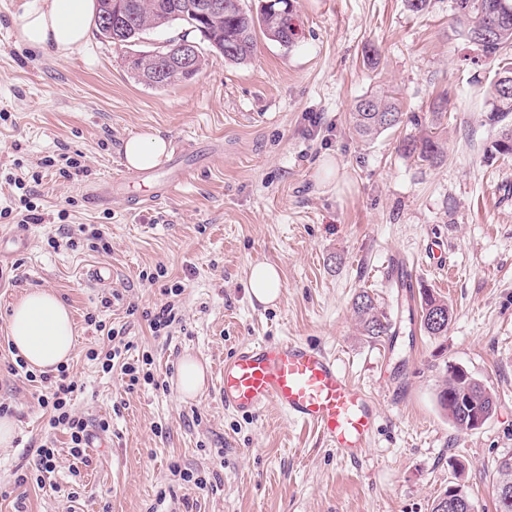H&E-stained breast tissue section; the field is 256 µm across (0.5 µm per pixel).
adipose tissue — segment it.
Listing matches in <instances>:
<instances>
[{
	"label": "adipose tissue",
	"mask_w": 512,
	"mask_h": 512,
	"mask_svg": "<svg viewBox=\"0 0 512 512\" xmlns=\"http://www.w3.org/2000/svg\"><path fill=\"white\" fill-rule=\"evenodd\" d=\"M97 13L96 0H27L16 26L18 44L53 57H69L87 39ZM170 143L157 134L134 135L123 145L127 167L157 166ZM12 346L30 368L56 372L68 365L75 348V325L68 307L52 292L33 290L8 315Z\"/></svg>",
	"instance_id": "ef3b65f1"
}]
</instances>
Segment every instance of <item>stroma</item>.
<instances>
[{
	"instance_id": "obj_1",
	"label": "stroma",
	"mask_w": 512,
	"mask_h": 512,
	"mask_svg": "<svg viewBox=\"0 0 512 512\" xmlns=\"http://www.w3.org/2000/svg\"><path fill=\"white\" fill-rule=\"evenodd\" d=\"M25 2L0 0V209L18 206L8 180L24 177L43 221L0 219V234L27 238L0 272V403L17 424L0 454V512H431L455 481L476 512H496V463L512 454V159L484 158L498 133L483 88L496 67L478 65V50L454 33L453 0H431L422 14L405 0H295L294 45L259 38L250 62L212 56L194 79L163 89L132 79L126 48L94 33L66 59L17 44ZM369 90L396 92L416 124L358 139L350 114ZM432 124L444 156L420 166L398 146ZM142 133L170 140L168 176L185 166L192 175L137 210L120 198L88 204L86 189L124 169L123 143ZM68 156L78 176L60 175ZM82 224L105 225L111 252L91 250ZM396 258L412 269L411 287L391 279ZM265 262L283 282L271 305L248 287L251 267ZM159 264L165 277L141 279ZM98 267L109 269L107 284L89 279ZM176 283L181 321L154 336L144 315ZM37 288L54 291L76 325L74 408L91 434L77 476L34 383L5 368L9 306ZM425 288L453 309L446 336L411 321ZM363 290L391 317V339L361 335L352 300ZM98 320L152 354L161 388L128 390L90 359L105 346ZM285 337L334 356L374 399L375 430L358 457H340L274 408L225 410L214 385L178 394L183 357L208 368L242 343ZM449 363L496 398L480 429H457L437 402ZM50 438L60 451L50 487L17 485Z\"/></svg>"
}]
</instances>
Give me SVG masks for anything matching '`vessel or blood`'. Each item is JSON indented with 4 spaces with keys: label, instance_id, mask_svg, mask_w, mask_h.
<instances>
[{
    "label": "vessel or blood",
    "instance_id": "obj_1",
    "mask_svg": "<svg viewBox=\"0 0 512 512\" xmlns=\"http://www.w3.org/2000/svg\"><path fill=\"white\" fill-rule=\"evenodd\" d=\"M127 172L88 191L92 204H107L113 192L148 181ZM215 387L225 409L252 414L272 406L315 430L338 455L362 453L374 429L376 405L337 366L310 344L283 339L242 344L216 366Z\"/></svg>",
    "mask_w": 512,
    "mask_h": 512
}]
</instances>
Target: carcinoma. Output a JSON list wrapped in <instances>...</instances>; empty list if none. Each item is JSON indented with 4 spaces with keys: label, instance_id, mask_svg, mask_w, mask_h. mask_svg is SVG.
<instances>
[{
    "label": "carcinoma",
    "instance_id": "carcinoma-1",
    "mask_svg": "<svg viewBox=\"0 0 512 512\" xmlns=\"http://www.w3.org/2000/svg\"><path fill=\"white\" fill-rule=\"evenodd\" d=\"M135 5L126 23L123 38L114 42L97 25L100 38L114 45L127 47L150 29L182 27L175 41H189L200 48L212 49L224 60L242 63L252 58L257 50V33L269 36L273 32L277 43L290 46L296 40L291 13L269 15L244 9L241 0H224V18L219 26L202 20L196 14L181 8L182 0H131ZM454 19L458 33L480 51V61L497 65L496 78L486 92V119L499 128L497 138L487 149L485 159L512 157V0H454ZM205 61L204 53L197 54L194 69L173 70L165 86L192 79ZM396 98L383 99L365 94L357 100L352 112L353 132L361 139L372 140L381 133L399 128L406 122ZM402 152L421 165L432 166L441 159L439 134L429 130L419 137L408 136L400 144ZM352 310L362 335L379 341L391 335L392 323L386 311L367 291L359 292L352 302ZM453 309L448 301L423 289L420 301V326L433 337L447 335ZM440 408L460 430H469L470 420L479 414L492 415L495 399L485 384H468V379L448 366V376L437 394ZM496 512H512V467L498 462L496 468Z\"/></svg>",
    "mask_w": 512,
    "mask_h": 512
}]
</instances>
